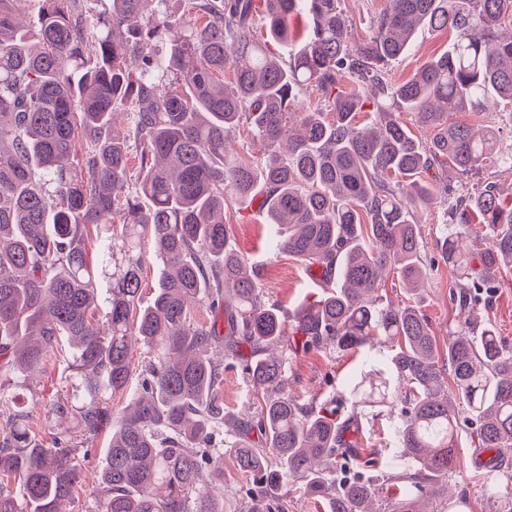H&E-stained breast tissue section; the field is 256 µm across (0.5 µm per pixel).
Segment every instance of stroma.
<instances>
[{"label":"stroma","mask_w":512,"mask_h":512,"mask_svg":"<svg viewBox=\"0 0 512 512\" xmlns=\"http://www.w3.org/2000/svg\"><path fill=\"white\" fill-rule=\"evenodd\" d=\"M448 47V35L443 31L422 32L412 51L389 65L393 81L407 79L428 58L434 57ZM226 222L231 228V244L244 254L261 275L260 283L266 297L288 313H295L300 304L324 293V283L319 276L306 270L304 263L270 246L273 229L262 216L256 201L233 199L224 208ZM414 219L419 226L422 255L428 267L425 284L420 295L410 296L401 283L387 280L381 290L384 301L401 304L414 301L431 320L432 329L438 339H445L464 327V317L449 300L453 273L441 262L439 238L446 221L445 207L437 203L426 208H416ZM472 318L478 325L496 327L500 336L512 345V272L502 274L499 286L485 305L475 309ZM378 360L382 369H390V347L374 342L364 350L353 352H311L289 357L286 369V390L290 396L302 403H321L343 391L352 380L365 371L366 357ZM64 365L61 352L48 356L41 372L32 379L23 381L20 387L24 394L25 409L29 414L28 424L38 441L51 446L56 429L51 422L50 409L58 402H71L75 391L63 377ZM215 395L223 404L227 419L254 413L253 393L243 375L235 369H225L223 380ZM359 432L358 448L361 454L380 452L394 447L389 434L388 416H375L365 412L357 417ZM109 442L108 431H101L93 438L81 441L84 453L79 460L83 467L85 486L75 490L66 504V512H95L96 500L87 486L88 481L101 470L105 450Z\"/></svg>","instance_id":"stroma-1"}]
</instances>
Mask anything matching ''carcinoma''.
I'll return each mask as SVG.
<instances>
[{"mask_svg":"<svg viewBox=\"0 0 512 512\" xmlns=\"http://www.w3.org/2000/svg\"><path fill=\"white\" fill-rule=\"evenodd\" d=\"M13 2L0 0V366L26 377L65 342L74 349L65 379L84 404L52 408L77 432L64 428L45 448L19 395L0 383V512H22L21 500L32 512H62L83 482L75 440L104 428L112 437L95 480L97 512H224L226 448L248 481L252 512H282L274 492L287 477L325 499L328 512H373L382 495L390 512H429L433 501L456 512L469 507L466 492L448 485L461 471L465 427L488 453L477 460L482 495L492 512H512V347L491 324L441 343L417 306L379 295L387 272L411 291L426 277L413 208L452 196L426 179L438 158L463 175L512 166L493 129L453 120L512 102V35H498L512 24V0H390L359 43L341 0H263L274 42L290 39L289 15H309L302 46L285 59L255 35L257 0H191L174 21L166 0H112L94 28L78 0H37L28 29ZM425 29L451 31L448 51L393 82L388 62ZM311 89L315 105L305 102ZM368 104L376 126L359 120ZM404 112L432 131L429 141ZM243 123L262 157L229 164L226 141ZM259 180L260 209L288 228L273 247L329 288L297 309L290 336L224 223V194L252 196ZM448 217L440 256L455 275L452 301L473 310L512 270V206L487 182L448 203ZM472 217L485 240L475 251L463 244ZM90 225L102 229L98 267L112 279L102 305L86 258ZM146 239L163 271L141 309ZM375 338L394 347L403 392L371 361L360 381L319 405L281 391L288 354L356 351ZM134 340L153 360L135 401L114 414L101 396L126 388ZM217 350L258 396L255 417L230 434L213 395L224 366ZM346 404L379 415L400 406L389 429L399 450L361 457L354 417H341ZM379 465L391 472L386 488L362 477ZM12 476L17 493L5 483Z\"/></svg>","mask_w":512,"mask_h":512,"instance_id":"carcinoma-1","label":"carcinoma"}]
</instances>
